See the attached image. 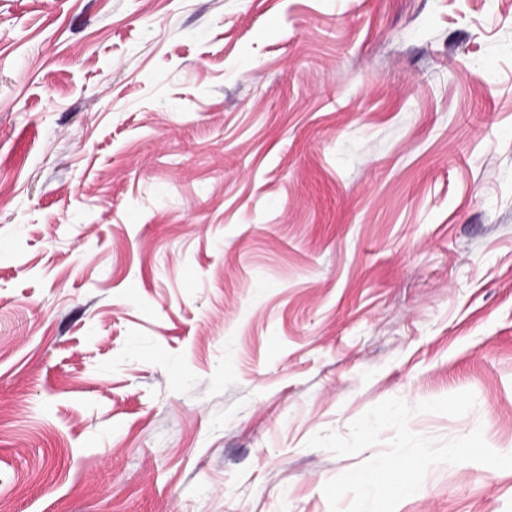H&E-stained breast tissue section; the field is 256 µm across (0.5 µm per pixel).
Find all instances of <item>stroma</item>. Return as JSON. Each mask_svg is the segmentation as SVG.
I'll return each instance as SVG.
<instances>
[{
	"label": "stroma",
	"mask_w": 512,
	"mask_h": 512,
	"mask_svg": "<svg viewBox=\"0 0 512 512\" xmlns=\"http://www.w3.org/2000/svg\"><path fill=\"white\" fill-rule=\"evenodd\" d=\"M466 390L512 453V0H0L6 512H330L393 433L309 438Z\"/></svg>",
	"instance_id": "35a3bbf8"
}]
</instances>
